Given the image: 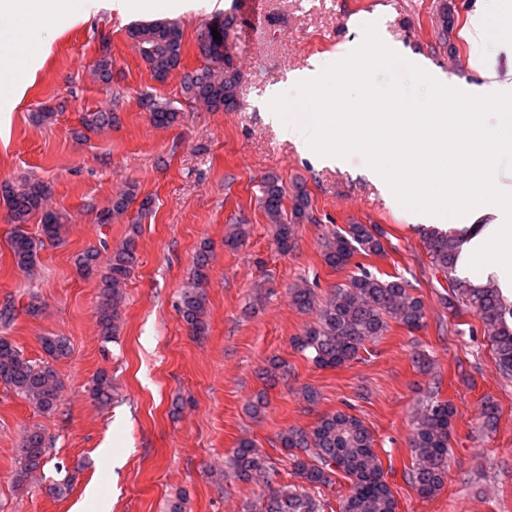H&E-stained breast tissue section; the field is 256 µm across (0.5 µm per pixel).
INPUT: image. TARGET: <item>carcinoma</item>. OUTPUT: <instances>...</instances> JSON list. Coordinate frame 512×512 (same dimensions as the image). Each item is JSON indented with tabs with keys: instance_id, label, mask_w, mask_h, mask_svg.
<instances>
[{
	"instance_id": "obj_1",
	"label": "carcinoma",
	"mask_w": 512,
	"mask_h": 512,
	"mask_svg": "<svg viewBox=\"0 0 512 512\" xmlns=\"http://www.w3.org/2000/svg\"><path fill=\"white\" fill-rule=\"evenodd\" d=\"M232 21L217 15L198 37L197 48L203 59L202 67L186 73L182 90L188 99L209 111L227 110L236 106L239 73L233 60L224 54ZM222 39L216 40L212 29ZM127 37L138 48L144 63L154 78L165 80L181 67L184 31L173 20L141 22L128 28ZM100 77L112 75V55L108 39L101 38L100 55L95 63ZM153 123L159 127L177 124L181 112L169 102L153 97L145 99ZM82 125L103 130L112 126V113L87 112ZM286 190L275 175L263 181L260 204L268 223L276 228L279 248H292L293 225L307 217L309 194L297 184L291 194V207L285 208ZM51 189L43 181L23 179L0 186V200L9 211L12 228L9 246L14 264L30 271L37 263L44 241L63 243L66 216L49 206ZM138 198L137 186L129 183L112 200L101 220L125 214ZM40 217L43 237L36 238L27 230L32 217ZM383 231L375 224H350L323 237L322 258L328 266L342 269L356 254L373 256L382 253ZM137 231L131 234L108 257L100 275L96 318L99 334L108 343L116 335L127 279L137 262ZM421 240L431 264L448 279L452 292L448 307L454 311L465 307L479 318L484 335L488 336L504 377H512V302L505 299L489 280L474 285L457 275L463 239L437 227H426ZM209 246L203 245L196 254L192 277L181 293L179 313L184 324L194 334L205 330L207 291L209 286ZM99 253L89 249L76 258L80 274L89 276L98 269ZM293 303L307 309L315 303V294L306 284L290 289ZM395 320L410 329L425 325L426 309L422 299L411 292V285L397 274L381 276L362 266L333 287L320 305L317 322L307 328L293 343L313 354L314 363L322 368H339L355 360L365 343L383 336L389 321ZM40 344L45 358H27L9 337L0 336V383L8 386L41 413H51L58 407L64 383L53 363L64 359L69 348L60 336H43ZM92 400L107 405L112 399V377L99 372L89 390ZM453 416L452 406L431 397L412 420L411 451L413 467L409 481L422 498L440 493L448 479V441ZM283 447L299 451L294 456V468L300 479L297 485H280L276 473L254 449L251 441L239 442L227 460L228 468L241 480L252 481L268 489L261 512H325V504L315 498L309 488L328 486L333 477L343 475L350 482L348 494L339 504V512H397V502L385 476L374 439L366 425L356 416L338 411L324 414L308 430L290 428L280 436ZM51 443L37 428L27 431L19 448L13 473L16 487L22 489L40 472L47 462Z\"/></svg>"
}]
</instances>
